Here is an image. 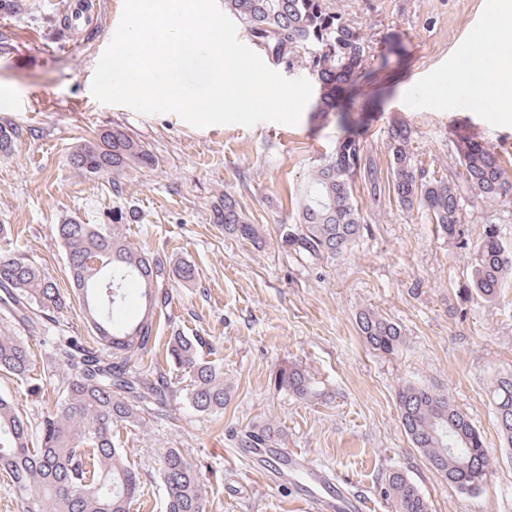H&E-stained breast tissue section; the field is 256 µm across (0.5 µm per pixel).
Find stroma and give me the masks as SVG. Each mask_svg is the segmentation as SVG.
<instances>
[{"mask_svg": "<svg viewBox=\"0 0 512 512\" xmlns=\"http://www.w3.org/2000/svg\"><path fill=\"white\" fill-rule=\"evenodd\" d=\"M67 0H25L18 14L0 13V123L24 134L0 155V257H20L66 284V254L51 225L77 218L107 223L112 211L135 212L119 230L135 246L193 265L192 285L174 286L158 335L202 336L224 367L233 397L224 413L197 412L182 393L183 373L169 377L181 396L168 418L146 428L119 427L117 441L142 477L130 512H165L159 461L181 449L197 462L209 512H312L290 488L274 487L234 453L242 432L274 424L285 448L329 465L365 496L368 512H394L384 492L389 471H404L430 512H512V446L503 443L490 400L491 380L512 372V285L486 301L467 289L471 251L448 238L424 211L360 194L369 231L342 256L310 260L282 246L277 227L293 223L299 192L338 138L366 143L386 160L393 127L412 132L416 158L444 174L458 167L463 136L489 142L512 161V112L479 97L480 82L460 64L498 0H330L331 8L387 55L368 82L344 89L337 111L306 105L297 124L260 122L194 127L173 113L141 115L98 102L96 65L118 27L123 0H89L84 27L64 24ZM122 127L148 144L153 167L88 178L69 164L72 148L100 128ZM238 199L263 241L225 236L211 217L224 195ZM470 237L495 225L512 248V195L466 202ZM371 309L402 330L398 353L370 349L355 315ZM34 370L24 380L0 378L31 423L59 400L63 379L48 342L30 338ZM305 369L310 397L275 388L288 365ZM425 384L446 393L482 432L494 466L480 491L467 493L434 473L405 435L396 392Z\"/></svg>", "mask_w": 512, "mask_h": 512, "instance_id": "35a3bbf8", "label": "stroma"}]
</instances>
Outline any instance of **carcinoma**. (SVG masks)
<instances>
[{
    "label": "carcinoma",
    "mask_w": 512,
    "mask_h": 512,
    "mask_svg": "<svg viewBox=\"0 0 512 512\" xmlns=\"http://www.w3.org/2000/svg\"><path fill=\"white\" fill-rule=\"evenodd\" d=\"M224 11L241 25L250 41L277 67H303L320 86L318 112L336 109V92L366 80L372 54L361 30L329 6L327 0H224ZM23 130L0 125V154H10ZM411 131L392 129L387 169L366 144L353 137L336 142L334 152L311 173L301 189L298 217L278 226L280 241L310 258L334 259L368 230L356 193L362 188L374 200L390 193L406 210L425 211L461 245L469 243L462 224L466 198L497 200L512 194V179L498 153L473 138L462 141L461 171L437 176L418 165ZM70 164L88 177L119 176L149 168L155 157L136 136L120 127L101 129L95 138L75 146ZM110 224L69 219L52 228L65 250L69 287L61 288L38 266L22 258L0 257V309L33 336L51 341L65 370L61 399L32 429L16 403L0 396V475L21 503L22 512H129L141 488L140 473L115 440L120 426L141 428L145 412L169 413L172 382L160 365L156 343L173 296L170 283H190L195 268L159 253L133 246ZM213 222L224 234L262 240L240 203L229 196L214 209ZM512 274V251L497 228L483 227L473 247L469 287L495 300ZM78 303L86 336L63 328L58 314ZM358 333L374 351L396 354L403 336L397 324L373 310L356 317ZM201 336L169 338L165 361L186 378L191 406L204 413L224 411L231 399L224 368L205 354ZM33 352L21 336L0 333V375L25 379L33 371ZM275 385L305 399L312 394L305 370L292 365L275 377ZM499 433L512 445V372L490 384ZM399 422L414 448L448 484L465 491L480 489L493 461L480 430L448 395L430 387L406 384L396 394ZM239 442L265 448L280 442L270 424L250 428ZM160 474L166 487V512H208L201 467L179 448L168 449ZM386 494L395 512H429L427 499L401 470L385 476Z\"/></svg>",
    "instance_id": "1"
}]
</instances>
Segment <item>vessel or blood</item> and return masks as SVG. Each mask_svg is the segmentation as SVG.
I'll return each instance as SVG.
<instances>
[{"label":"vessel or blood","mask_w":512,"mask_h":512,"mask_svg":"<svg viewBox=\"0 0 512 512\" xmlns=\"http://www.w3.org/2000/svg\"><path fill=\"white\" fill-rule=\"evenodd\" d=\"M242 457L266 471L279 485L294 487L303 500L315 504L317 512H361L364 503L351 496L344 480L328 475L300 454L285 448H245Z\"/></svg>","instance_id":"vessel-or-blood-1"}]
</instances>
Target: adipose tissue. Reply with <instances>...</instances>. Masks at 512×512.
Masks as SVG:
<instances>
[{"label": "adipose tissue", "mask_w": 512, "mask_h": 512, "mask_svg": "<svg viewBox=\"0 0 512 512\" xmlns=\"http://www.w3.org/2000/svg\"><path fill=\"white\" fill-rule=\"evenodd\" d=\"M473 40L498 53L500 64L493 70H486L484 60L476 57L470 58L469 65L485 72L489 85L497 90L496 98L503 111L512 112V0H502L499 13L474 34Z\"/></svg>", "instance_id": "adipose-tissue-1"}]
</instances>
